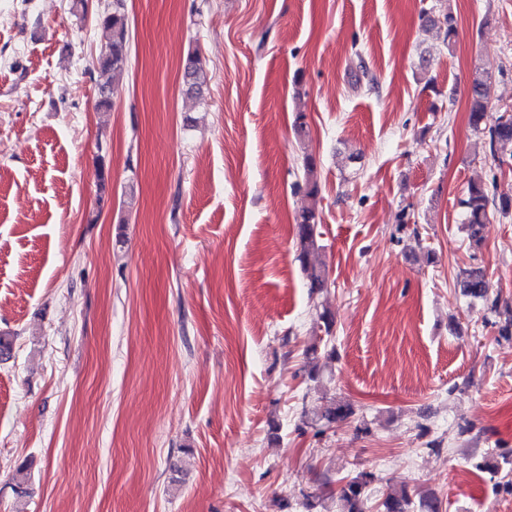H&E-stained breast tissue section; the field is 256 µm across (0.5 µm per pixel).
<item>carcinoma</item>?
Here are the masks:
<instances>
[{
  "instance_id": "cac0c4a2",
  "label": "carcinoma",
  "mask_w": 512,
  "mask_h": 512,
  "mask_svg": "<svg viewBox=\"0 0 512 512\" xmlns=\"http://www.w3.org/2000/svg\"><path fill=\"white\" fill-rule=\"evenodd\" d=\"M100 25L109 33L108 42L101 51L95 68L89 74H98L97 86L99 97L97 109L107 112L112 109L110 88L103 78L116 71L122 70L128 62L129 30L125 9V0H112L104 11L98 14ZM428 26L443 38V43L450 46L457 36L455 18L448 14L443 18L428 19ZM184 94L192 98L201 92L206 81L203 62L196 51L187 54L182 72ZM491 82L488 77L477 72L469 85V122L474 131L482 134L488 145L489 153L499 163H505V158L512 159V115L501 118L490 127L483 125L485 113L489 111ZM303 177L306 187L307 206L296 217L297 240L300 249L299 258L304 267V273L309 281V288L321 291L327 287L328 271L326 266L309 261L311 252L319 248L318 213L320 204V184L318 180L317 163L310 155L303 160ZM465 218L464 224L468 236L475 242L481 241V230L489 223L494 212L503 215L512 211V197L494 195L489 192L482 182H473L468 188L466 198L462 201ZM460 287L464 295L474 300H489L490 282L480 268H470L463 271ZM491 301V300H489ZM491 309L498 311V300L491 301ZM351 405L331 399L324 403L314 413V419L319 422L334 423L352 416ZM374 480V474L361 472L353 477H343L344 485L337 489L336 494L344 503L346 512H365V489ZM412 491L403 485L400 489L388 494L382 502L383 512H410Z\"/></svg>"
}]
</instances>
